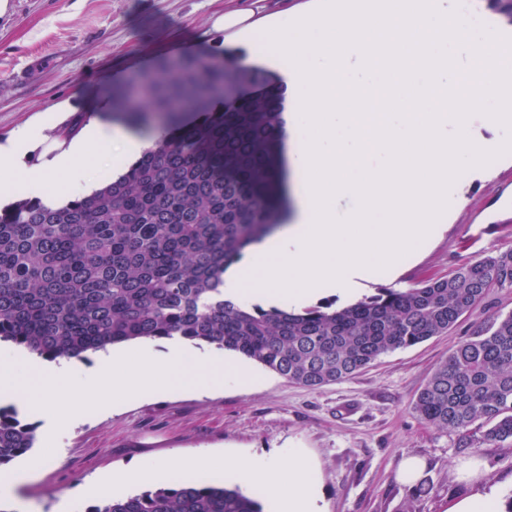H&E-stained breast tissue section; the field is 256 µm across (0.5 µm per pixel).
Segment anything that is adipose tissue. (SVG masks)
I'll return each instance as SVG.
<instances>
[{
  "instance_id": "ef3b65f1",
  "label": "adipose tissue",
  "mask_w": 512,
  "mask_h": 512,
  "mask_svg": "<svg viewBox=\"0 0 512 512\" xmlns=\"http://www.w3.org/2000/svg\"><path fill=\"white\" fill-rule=\"evenodd\" d=\"M44 131L41 125L21 127L7 146L0 147V199L11 197L19 182L24 183L35 198L47 199L54 194L84 197L94 188L86 168L95 152L118 147L113 166L123 172L163 136L159 129L144 131L96 122L87 128L81 139L53 155L44 165H27V152L34 143L44 140ZM172 467V461L164 460L113 472L103 477L94 491L109 495L129 486L150 484ZM224 467L243 484L267 489L271 494V512H322L318 483L299 451H289L284 460L234 456L225 459Z\"/></svg>"
}]
</instances>
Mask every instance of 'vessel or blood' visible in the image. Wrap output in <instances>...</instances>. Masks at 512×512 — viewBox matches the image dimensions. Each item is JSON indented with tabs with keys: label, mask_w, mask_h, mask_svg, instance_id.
Here are the masks:
<instances>
[{
	"label": "vessel or blood",
	"mask_w": 512,
	"mask_h": 512,
	"mask_svg": "<svg viewBox=\"0 0 512 512\" xmlns=\"http://www.w3.org/2000/svg\"><path fill=\"white\" fill-rule=\"evenodd\" d=\"M472 13L486 28L512 37V0H469ZM450 193L455 201L448 209L449 221L467 224H512V154L472 171L469 181H456ZM464 210H457V203Z\"/></svg>",
	"instance_id": "vessel-or-blood-1"
}]
</instances>
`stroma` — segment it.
<instances>
[{"mask_svg":"<svg viewBox=\"0 0 512 512\" xmlns=\"http://www.w3.org/2000/svg\"><path fill=\"white\" fill-rule=\"evenodd\" d=\"M252 0H5L0 7V143L15 129L42 123L51 140L68 142L75 124L110 122L104 92L135 82L158 57L177 63L188 52L223 55L227 66L250 65L247 42L218 20ZM512 248V224L447 225L398 275L381 272L375 287L406 289L497 250ZM512 312V288H498L448 333L377 359L345 380L319 389L292 384L263 366L247 387L224 380L205 393H149L118 408L86 412L74 426L28 414L37 425L32 456L42 468L18 487L21 512H57L70 503L84 512L86 490L100 475L158 459L199 453L224 476L228 455H276L301 450L322 492L323 512H446L467 495L457 465L487 462L486 482L512 496V444L431 427L411 401L434 368L488 317ZM423 460L424 491L401 483L399 462Z\"/></svg>","mask_w":512,"mask_h":512,"instance_id":"35a3bbf8","label":"stroma"}]
</instances>
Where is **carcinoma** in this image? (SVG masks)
I'll return each instance as SVG.
<instances>
[{
    "mask_svg": "<svg viewBox=\"0 0 512 512\" xmlns=\"http://www.w3.org/2000/svg\"><path fill=\"white\" fill-rule=\"evenodd\" d=\"M229 100L214 112V100ZM112 111L208 114L162 138L115 180L51 209L22 198L0 209V343L49 360L129 341L180 337L237 352L310 389L380 356L448 332L494 288H512V249L412 288L301 312L224 299V270L270 235L284 207L282 78L227 71L187 55L133 86L112 85ZM425 423L468 441L512 443V312L478 325L413 400ZM37 426L0 407V467L34 448ZM85 512H263L239 487L176 482Z\"/></svg>",
    "mask_w": 512,
    "mask_h": 512,
    "instance_id": "1",
    "label": "carcinoma"
}]
</instances>
